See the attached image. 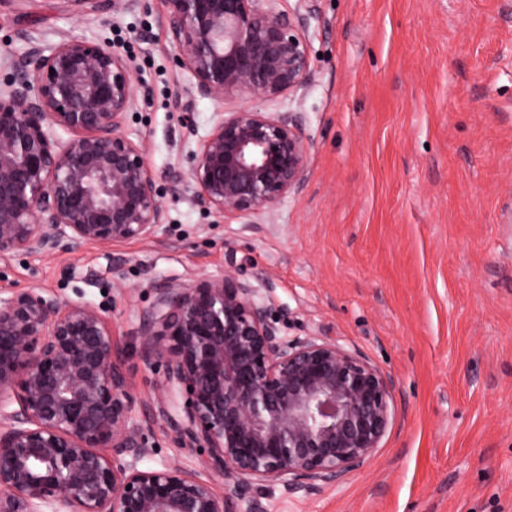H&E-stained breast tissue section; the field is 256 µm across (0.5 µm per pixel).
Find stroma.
<instances>
[{"mask_svg":"<svg viewBox=\"0 0 512 512\" xmlns=\"http://www.w3.org/2000/svg\"><path fill=\"white\" fill-rule=\"evenodd\" d=\"M166 13L165 0L113 16L0 0V81L33 40L129 55L139 105L127 129L167 211L154 239L0 260V291L102 309L146 465L196 470L220 492L223 476L144 414L164 374L144 355L141 317L157 288L223 275L236 258L296 323L395 383L394 421L368 462L307 498L268 487L267 512H512V0H317L304 29L312 81L268 105L302 113L311 144L302 187L271 223L192 203L189 156L228 106L193 92Z\"/></svg>","mask_w":512,"mask_h":512,"instance_id":"1","label":"stroma"}]
</instances>
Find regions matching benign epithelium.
<instances>
[{"label": "benign epithelium", "mask_w": 512, "mask_h": 512, "mask_svg": "<svg viewBox=\"0 0 512 512\" xmlns=\"http://www.w3.org/2000/svg\"><path fill=\"white\" fill-rule=\"evenodd\" d=\"M117 14L132 0H58ZM276 0H166L178 66L221 112L190 156L192 201L273 219L302 186L301 119L262 104L312 78L305 13ZM129 56L82 38L32 41L0 83V259L157 237L167 219L143 141ZM67 134L63 139L57 130ZM288 313L229 267L158 289L143 315L164 368L155 413L224 476V494L149 449L103 312L35 290L0 298V512H266L260 490L314 494L371 457L394 418L392 378L334 338L289 336Z\"/></svg>", "instance_id": "1"}]
</instances>
